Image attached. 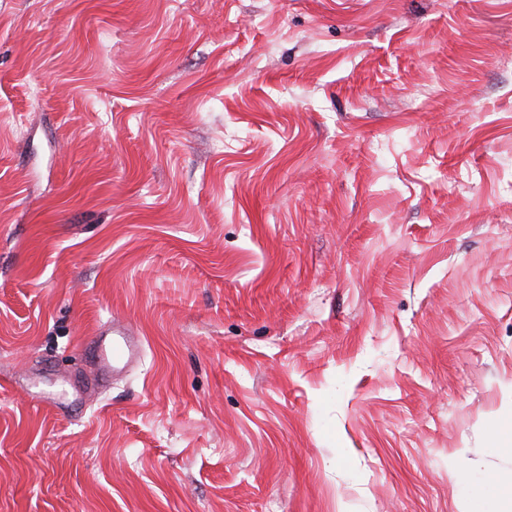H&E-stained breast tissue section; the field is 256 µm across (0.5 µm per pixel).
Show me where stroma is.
<instances>
[{
  "label": "stroma",
  "mask_w": 512,
  "mask_h": 512,
  "mask_svg": "<svg viewBox=\"0 0 512 512\" xmlns=\"http://www.w3.org/2000/svg\"><path fill=\"white\" fill-rule=\"evenodd\" d=\"M0 512H512V0H0ZM91 356L113 369H124L139 356V349L133 344L131 336H123L112 342L96 340L89 346Z\"/></svg>",
  "instance_id": "35a3bbf8"
}]
</instances>
